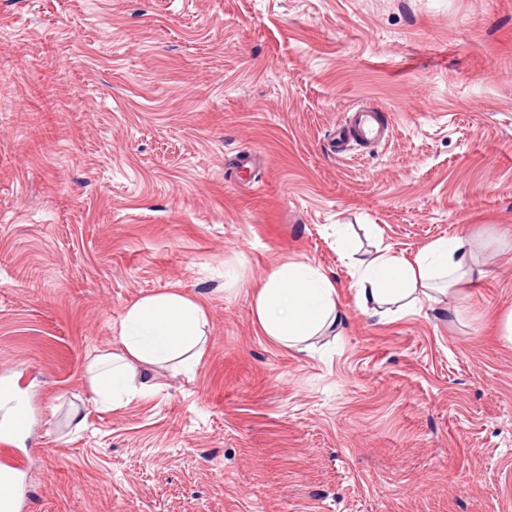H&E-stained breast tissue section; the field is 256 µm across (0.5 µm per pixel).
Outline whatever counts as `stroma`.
I'll return each mask as SVG.
<instances>
[{"instance_id":"obj_1","label":"stroma","mask_w":512,"mask_h":512,"mask_svg":"<svg viewBox=\"0 0 512 512\" xmlns=\"http://www.w3.org/2000/svg\"><path fill=\"white\" fill-rule=\"evenodd\" d=\"M381 108L374 150L337 122ZM256 164L240 168L236 156ZM344 230L406 257L468 233L456 294L377 320ZM288 261L347 319L271 341ZM176 291L193 372L102 409L87 366ZM512 0H0V385L29 512H512ZM31 428L30 412L22 402H15L8 425L0 428V446L2 448H11L14 439L23 433H27Z\"/></svg>"}]
</instances>
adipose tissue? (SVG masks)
Returning <instances> with one entry per match:
<instances>
[{
    "label": "adipose tissue",
    "instance_id": "obj_1",
    "mask_svg": "<svg viewBox=\"0 0 512 512\" xmlns=\"http://www.w3.org/2000/svg\"><path fill=\"white\" fill-rule=\"evenodd\" d=\"M336 249L350 267L351 286L362 310L386 316L410 312L419 297L456 293L470 276L465 237L435 240L406 258L383 247L367 259L355 256L351 240L338 236ZM255 314L263 333L292 348L341 328L345 315L337 286L320 268L288 262L274 268L259 288ZM203 308L176 292L141 298L121 322L117 352L94 356L88 372L102 405L118 407L153 391V368L173 361L187 371L197 365L205 342Z\"/></svg>",
    "mask_w": 512,
    "mask_h": 512
}]
</instances>
